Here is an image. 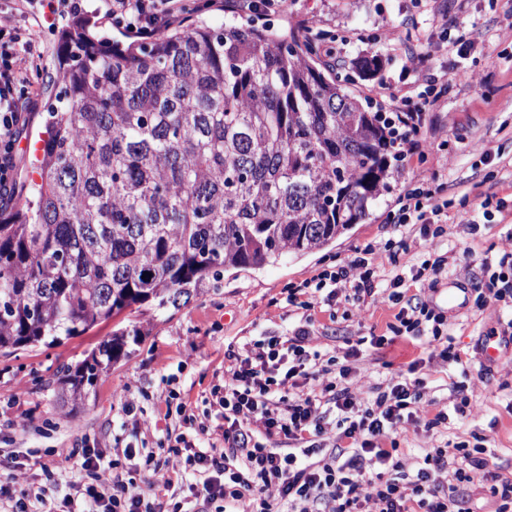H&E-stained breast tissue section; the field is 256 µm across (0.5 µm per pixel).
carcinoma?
<instances>
[{
  "label": "carcinoma",
  "instance_id": "1",
  "mask_svg": "<svg viewBox=\"0 0 512 512\" xmlns=\"http://www.w3.org/2000/svg\"><path fill=\"white\" fill-rule=\"evenodd\" d=\"M62 45L40 181L0 217L1 354L321 250L398 180L397 117L293 31L198 21L123 46L83 27ZM139 336L118 329L63 367V403L83 404Z\"/></svg>",
  "mask_w": 512,
  "mask_h": 512
}]
</instances>
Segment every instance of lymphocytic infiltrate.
I'll return each instance as SVG.
<instances>
[{
    "instance_id": "lymphocytic-infiltrate-1",
    "label": "lymphocytic infiltrate",
    "mask_w": 512,
    "mask_h": 512,
    "mask_svg": "<svg viewBox=\"0 0 512 512\" xmlns=\"http://www.w3.org/2000/svg\"><path fill=\"white\" fill-rule=\"evenodd\" d=\"M104 8L113 25L138 42L182 24L186 10L183 0H104ZM32 28L24 13L12 29H0V201L15 193L19 140L34 93L32 73L42 56ZM440 193V186L431 183L405 190L388 223L399 228L416 224L424 239L440 237L448 215ZM394 248L389 241L355 249L336 270L315 276L317 288L337 286L345 302L357 305L376 291L388 292L401 305L391 327L394 335H426L432 356L460 363L443 315L423 304L403 307V277L380 278V270L396 261ZM309 343L310 332L303 327L289 336L260 339L225 371L222 386L213 391L224 411L219 433L224 454L218 458L200 449L186 459L203 477L197 496L231 504L249 495L255 512H360L369 501L376 512H465L458 488L471 483L473 472L486 469L483 448H424L409 469L395 448L381 443L388 433L419 422L421 379L389 385L358 410L350 387L342 382L347 369H340V382L324 384L320 391L299 390V378L318 375L313 363L321 354L309 350ZM327 435L334 436L333 446H325ZM275 436L295 440V448L284 452L267 447L266 439ZM82 459L89 479L83 495L100 505L101 512H152L136 482L107 477L90 448H83ZM272 488L278 491L274 500L267 495Z\"/></svg>"
}]
</instances>
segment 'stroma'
<instances>
[{
	"label": "stroma",
	"instance_id": "35a3bbf8",
	"mask_svg": "<svg viewBox=\"0 0 512 512\" xmlns=\"http://www.w3.org/2000/svg\"><path fill=\"white\" fill-rule=\"evenodd\" d=\"M198 0H186L189 20L221 22L254 20L277 29H293L321 45L343 41L333 63L351 90L371 98L381 107L389 102L382 86L397 82L408 61L394 51L391 33L402 20L411 18L408 41L416 52L430 53L426 66L433 73L467 71L485 80L476 87L466 80H448L433 109L423 116L422 133L431 143L425 156L408 154L395 191L375 208L367 223L353 225L328 248L299 258H287L257 271L227 277L220 290H205L181 308L132 309L120 323L141 328L142 336L128 358L114 363L84 405L63 407L55 373L61 365L82 360L99 341L111 334L116 323L105 322L56 346H38L0 354V512H38L40 499L62 505L72 485L82 476L80 459L70 468L46 477L44 469L58 454L68 452L76 440L87 438L98 445L102 464L122 479H134L145 501L163 503L166 512L180 506L194 512L196 501L189 489L197 478L178 463L168 449L178 436L195 439L167 404L186 403L198 422L208 428L222 424L218 405L210 404L211 390L220 385L232 354L266 336H288L307 327L313 349L323 358L343 356L359 345L347 365V381L356 404L396 383L401 374L415 372L423 378L422 423L396 433L399 453L413 465L423 448L480 445L486 450L488 468L512 479V309L496 302L477 307L490 272L485 259L512 246V25L505 15L512 0H287L283 10L257 16L228 10L197 11ZM37 14L43 21L36 29L43 58L41 68L56 74L62 44L59 34L71 20L70 13H50L47 0H0V28L14 26L20 12ZM464 39L466 52L445 51L446 42ZM376 53L380 70L362 76L356 63ZM37 107L31 112L19 143L15 170L17 186L36 179L34 169L39 134L44 128L54 89L49 79H36ZM485 144L488 158L474 153ZM430 178L442 184V198L451 200L442 237L428 242L418 227L398 234L386 218L397 195ZM405 237L406 251L398 263L386 267L383 278L402 275L403 291L411 303H427L444 315L448 334L461 354L457 364L432 358L426 337H391L390 324L399 312L384 293L355 307L343 298L316 293L309 309L289 305L288 290L323 269L347 260L355 248L383 245ZM447 253L448 264L436 281L411 280V269L429 247ZM460 288L462 305L450 309L448 291ZM502 336L500 356L484 360L482 339L489 332ZM388 337L383 347L371 338ZM470 402L460 413V396ZM134 400L152 422L151 430L132 437L123 412L125 400ZM447 410L446 424L427 428L426 420ZM22 462L25 476L13 479L12 461Z\"/></svg>",
	"mask_w": 512,
	"mask_h": 512
}]
</instances>
